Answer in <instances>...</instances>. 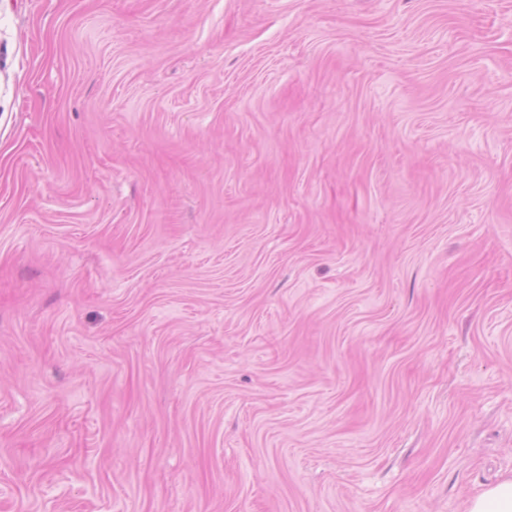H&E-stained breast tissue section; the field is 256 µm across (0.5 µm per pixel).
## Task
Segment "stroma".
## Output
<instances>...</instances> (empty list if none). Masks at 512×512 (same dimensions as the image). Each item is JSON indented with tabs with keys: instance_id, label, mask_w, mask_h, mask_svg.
Here are the masks:
<instances>
[{
	"instance_id": "35a3bbf8",
	"label": "stroma",
	"mask_w": 512,
	"mask_h": 512,
	"mask_svg": "<svg viewBox=\"0 0 512 512\" xmlns=\"http://www.w3.org/2000/svg\"><path fill=\"white\" fill-rule=\"evenodd\" d=\"M509 474L512 0H0V512Z\"/></svg>"
}]
</instances>
